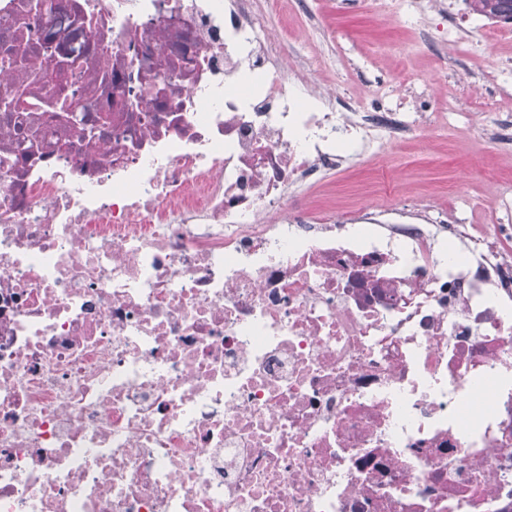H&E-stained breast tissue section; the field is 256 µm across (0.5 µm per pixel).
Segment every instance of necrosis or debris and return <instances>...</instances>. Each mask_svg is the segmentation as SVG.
Listing matches in <instances>:
<instances>
[{
    "label": "necrosis or debris",
    "mask_w": 512,
    "mask_h": 512,
    "mask_svg": "<svg viewBox=\"0 0 512 512\" xmlns=\"http://www.w3.org/2000/svg\"><path fill=\"white\" fill-rule=\"evenodd\" d=\"M0 0V512H512V228L326 175L434 127L254 0Z\"/></svg>",
    "instance_id": "necrosis-or-debris-1"
}]
</instances>
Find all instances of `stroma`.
<instances>
[{"label":"stroma","instance_id":"stroma-1","mask_svg":"<svg viewBox=\"0 0 512 512\" xmlns=\"http://www.w3.org/2000/svg\"><path fill=\"white\" fill-rule=\"evenodd\" d=\"M447 3L442 15L390 19L375 0H278L297 55L320 60L315 79L323 89L365 107L378 91L386 108L411 90L428 111L459 114L453 126L422 131L388 156L326 176L310 191L317 209L343 213L423 197L452 204L463 223L481 228L499 217L496 196L512 201V146L486 142L480 131L486 98L498 118L512 116V22L477 18L465 0Z\"/></svg>","mask_w":512,"mask_h":512}]
</instances>
